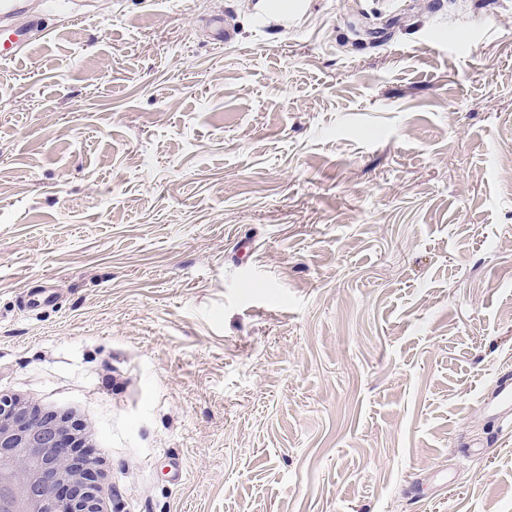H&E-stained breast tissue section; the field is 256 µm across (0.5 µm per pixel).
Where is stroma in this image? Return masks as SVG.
Returning <instances> with one entry per match:
<instances>
[{
	"instance_id": "35a3bbf8",
	"label": "stroma",
	"mask_w": 512,
	"mask_h": 512,
	"mask_svg": "<svg viewBox=\"0 0 512 512\" xmlns=\"http://www.w3.org/2000/svg\"><path fill=\"white\" fill-rule=\"evenodd\" d=\"M256 4L0 67V396L83 407L112 512H512V0ZM59 296L52 289H43L36 294H23L19 297V308L28 315H39L58 305ZM486 407L497 416L507 417L512 412V368L503 366L495 379L493 388L482 396Z\"/></svg>"
}]
</instances>
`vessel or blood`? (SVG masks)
Returning a JSON list of instances; mask_svg holds the SVG:
<instances>
[{
  "mask_svg": "<svg viewBox=\"0 0 512 512\" xmlns=\"http://www.w3.org/2000/svg\"><path fill=\"white\" fill-rule=\"evenodd\" d=\"M48 33L43 13L34 10L29 0H0V64L19 59L37 40ZM59 297L50 289L19 298V308L26 314L39 315L55 308ZM482 401L496 415L512 414V367L503 366L493 388L485 393Z\"/></svg>",
  "mask_w": 512,
  "mask_h": 512,
  "instance_id": "1",
  "label": "vessel or blood"
}]
</instances>
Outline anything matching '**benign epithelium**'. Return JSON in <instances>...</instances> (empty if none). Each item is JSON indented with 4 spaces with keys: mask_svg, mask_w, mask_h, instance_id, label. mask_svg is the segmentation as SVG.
Here are the masks:
<instances>
[{
    "mask_svg": "<svg viewBox=\"0 0 512 512\" xmlns=\"http://www.w3.org/2000/svg\"><path fill=\"white\" fill-rule=\"evenodd\" d=\"M28 427H51L57 431L61 441L57 448L59 482L44 488L49 497L66 496L70 500L69 512H86V488L93 478V468L88 451L75 440L72 433L78 425L64 419L49 420L38 410V403L31 402L20 410L7 397L0 399V430H9L17 425Z\"/></svg>",
    "mask_w": 512,
    "mask_h": 512,
    "instance_id": "benign-epithelium-1",
    "label": "benign epithelium"
}]
</instances>
